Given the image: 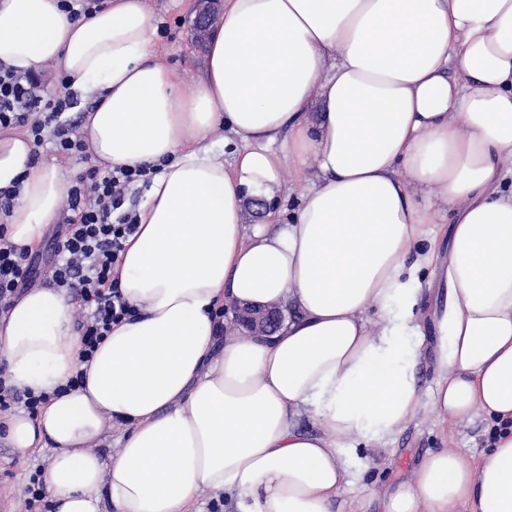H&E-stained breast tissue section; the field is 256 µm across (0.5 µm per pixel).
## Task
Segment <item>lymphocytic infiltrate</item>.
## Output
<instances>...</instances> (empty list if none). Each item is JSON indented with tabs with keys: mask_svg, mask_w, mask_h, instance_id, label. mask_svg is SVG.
<instances>
[{
	"mask_svg": "<svg viewBox=\"0 0 512 512\" xmlns=\"http://www.w3.org/2000/svg\"><path fill=\"white\" fill-rule=\"evenodd\" d=\"M72 105L65 93L44 98L33 75L0 63V127L27 128L35 148L48 146L59 155L85 157L86 145L66 115ZM156 172L153 165L112 169L93 165L67 191L65 208L74 217L56 231L50 274L56 287L77 293L83 302L77 321L83 361H91L113 324L131 314L118 288L110 284L123 242L137 229V215L124 210V198L132 184L150 181ZM37 270L30 251L0 233L1 312L33 282Z\"/></svg>",
	"mask_w": 512,
	"mask_h": 512,
	"instance_id": "f902f5d3",
	"label": "lymphocytic infiltrate"
}]
</instances>
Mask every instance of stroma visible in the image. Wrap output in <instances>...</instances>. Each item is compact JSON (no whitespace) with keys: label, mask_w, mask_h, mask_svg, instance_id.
I'll use <instances>...</instances> for the list:
<instances>
[{"label":"stroma","mask_w":512,"mask_h":512,"mask_svg":"<svg viewBox=\"0 0 512 512\" xmlns=\"http://www.w3.org/2000/svg\"><path fill=\"white\" fill-rule=\"evenodd\" d=\"M155 20L156 42L164 63L178 70L185 85L203 75L204 50L195 48L189 28L195 0H143ZM488 422L475 418L457 422L424 405L381 448H359L368 470L338 493L341 512H381V495L390 485L411 479L428 451L448 448L479 458L488 447ZM52 449L31 451L11 447L0 439V494L8 497L9 512H21L31 475L49 465Z\"/></svg>","instance_id":"obj_1"}]
</instances>
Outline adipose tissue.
Returning <instances> with one entry per match:
<instances>
[{
  "label": "adipose tissue",
  "mask_w": 512,
  "mask_h": 512,
  "mask_svg": "<svg viewBox=\"0 0 512 512\" xmlns=\"http://www.w3.org/2000/svg\"><path fill=\"white\" fill-rule=\"evenodd\" d=\"M153 35L142 0L76 20L58 0H0V62L54 65L94 97L93 162L160 167L111 275L133 313L91 361L63 291L29 289L0 313L11 382L49 396L0 427L15 447L54 448L55 512H190L207 491L237 512H337L355 442L380 447L426 401L487 417L491 447L476 464L430 452L382 512H512V0H224L189 88ZM32 150L27 131H0V188L20 187L0 226L31 250L68 186ZM311 165L287 223L244 224L246 196ZM443 205L442 261L425 240ZM429 268L448 297L426 398ZM228 301L287 317L267 336L226 334ZM304 411L319 433L298 428ZM109 421L125 431L103 457Z\"/></svg>",
  "instance_id": "adipose-tissue-1"
}]
</instances>
